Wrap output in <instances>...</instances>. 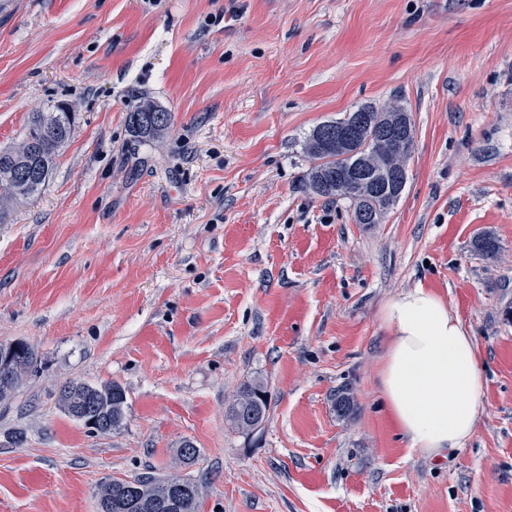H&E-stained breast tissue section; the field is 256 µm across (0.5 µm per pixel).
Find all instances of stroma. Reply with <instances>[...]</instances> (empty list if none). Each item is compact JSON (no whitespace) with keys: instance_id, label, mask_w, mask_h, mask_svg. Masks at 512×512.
<instances>
[{"instance_id":"obj_1","label":"stroma","mask_w":512,"mask_h":512,"mask_svg":"<svg viewBox=\"0 0 512 512\" xmlns=\"http://www.w3.org/2000/svg\"><path fill=\"white\" fill-rule=\"evenodd\" d=\"M140 97L174 122L137 147ZM391 102L408 181L357 224L305 191L304 140ZM57 104L71 136L0 223V342L44 362L0 406V512H98L102 483L146 472L193 477L200 512H512V0H0V149ZM419 285L485 366L474 434L439 455L379 382L381 310ZM257 379L247 437L224 411ZM72 380L124 388L119 431L59 408ZM269 411L267 386L261 380L241 385L225 409V420L238 433L250 435L264 424ZM262 425L259 429L262 428Z\"/></svg>"}]
</instances>
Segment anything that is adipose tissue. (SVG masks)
Returning a JSON list of instances; mask_svg holds the SVG:
<instances>
[{
	"label": "adipose tissue",
	"instance_id": "obj_1",
	"mask_svg": "<svg viewBox=\"0 0 512 512\" xmlns=\"http://www.w3.org/2000/svg\"><path fill=\"white\" fill-rule=\"evenodd\" d=\"M392 332L379 378L393 422L411 447H462L483 410V361L473 336L440 296L422 287L386 302Z\"/></svg>",
	"mask_w": 512,
	"mask_h": 512
}]
</instances>
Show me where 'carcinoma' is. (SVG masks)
Returning a JSON list of instances; mask_svg holds the SVG:
<instances>
[{"label": "carcinoma", "instance_id": "1", "mask_svg": "<svg viewBox=\"0 0 512 512\" xmlns=\"http://www.w3.org/2000/svg\"><path fill=\"white\" fill-rule=\"evenodd\" d=\"M75 113L63 104L47 112L31 115L26 139L32 140L23 153L5 150L0 153V197L12 202L31 198L41 192L61 148L74 127ZM134 138L149 143L164 135L172 126V113L154 103L133 106L126 117ZM414 148V126L408 112L397 103L378 108L362 104L344 117L317 125L307 136L304 152L312 161L306 176V189L312 195L331 199H347L352 219L364 214L367 223L378 224L399 201L408 178L407 162ZM472 248L480 255L493 258L498 252L494 237L477 236ZM8 363L16 373V385L0 390V405L8 404L18 385L42 368L39 354L25 342H1L0 362ZM80 401L89 409L90 417L111 424L119 430L125 420L127 397L117 383L100 387L77 382L64 389L59 407L70 417L72 407ZM336 413L351 414L354 408L349 389L336 392ZM269 411L267 386L261 380L241 385L225 409L230 427L250 435L264 423ZM138 488L139 508L136 512H200L201 491L188 477L137 475L128 480H112L102 485L100 512H125V487Z\"/></svg>", "mask_w": 512, "mask_h": 512}]
</instances>
